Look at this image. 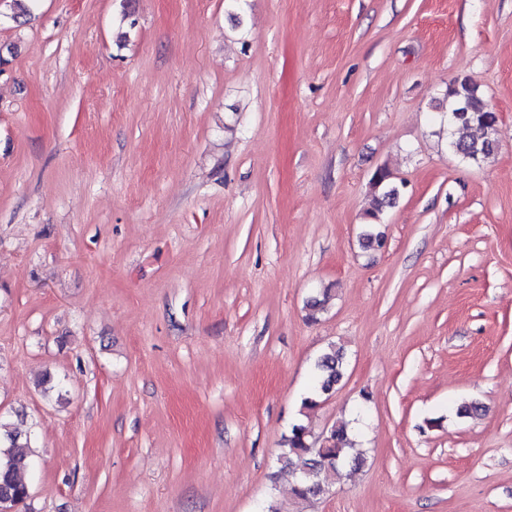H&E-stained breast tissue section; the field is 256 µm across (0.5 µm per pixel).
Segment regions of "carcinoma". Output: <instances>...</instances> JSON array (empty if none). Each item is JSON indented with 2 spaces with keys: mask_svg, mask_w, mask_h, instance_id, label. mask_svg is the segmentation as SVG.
Returning a JSON list of instances; mask_svg holds the SVG:
<instances>
[{
  "mask_svg": "<svg viewBox=\"0 0 512 512\" xmlns=\"http://www.w3.org/2000/svg\"><path fill=\"white\" fill-rule=\"evenodd\" d=\"M448 107L460 104L466 108L457 118L448 120V112L440 113V127L446 133L449 145L464 160L483 161L497 149V114L485 101L479 88L467 77H457L444 94ZM398 187L391 180L388 169H376L370 179V202L366 211L369 229L364 234L366 245L383 246L384 237L375 231L384 211L395 205ZM344 350L334 344L316 358L313 365V385L310 395L302 400V409L311 410L317 399L336 389L345 375ZM8 447L0 449V502L7 507L28 497L25 473L30 467L27 454L19 449L17 438L10 432L3 434ZM364 453L355 448L347 427L333 426L325 436L323 446L310 445L309 430L303 424L292 425L284 439L279 456L280 471L292 483L293 496L308 501L323 494V490L336 484L342 477V468L348 464L355 468L364 465Z\"/></svg>",
  "mask_w": 512,
  "mask_h": 512,
  "instance_id": "cac0c4a2",
  "label": "carcinoma"
}]
</instances>
